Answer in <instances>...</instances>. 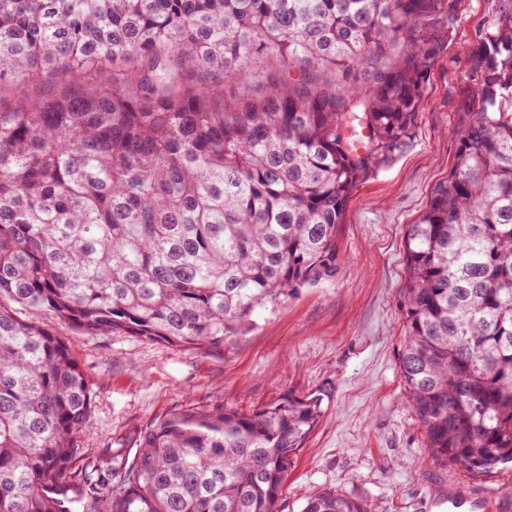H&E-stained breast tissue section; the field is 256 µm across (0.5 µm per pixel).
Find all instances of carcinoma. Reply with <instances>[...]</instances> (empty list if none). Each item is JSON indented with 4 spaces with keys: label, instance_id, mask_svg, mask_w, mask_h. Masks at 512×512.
I'll return each instance as SVG.
<instances>
[{
    "label": "carcinoma",
    "instance_id": "1",
    "mask_svg": "<svg viewBox=\"0 0 512 512\" xmlns=\"http://www.w3.org/2000/svg\"><path fill=\"white\" fill-rule=\"evenodd\" d=\"M461 0H0V512H281L323 398L187 411L82 461L91 394L34 317L231 346L336 279L355 188L411 143ZM404 241L406 401L437 460L512 463V0ZM24 84L31 92L4 105ZM302 512H370L331 489Z\"/></svg>",
    "mask_w": 512,
    "mask_h": 512
}]
</instances>
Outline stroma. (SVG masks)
<instances>
[{
    "label": "stroma",
    "instance_id": "1",
    "mask_svg": "<svg viewBox=\"0 0 512 512\" xmlns=\"http://www.w3.org/2000/svg\"><path fill=\"white\" fill-rule=\"evenodd\" d=\"M498 0H461L456 38L432 66L409 148L361 183L338 228L334 281L257 315L234 347L197 350L128 335H88L53 312L40 324L58 335L91 392L82 458L186 410L250 411L288 393L323 394L325 416L285 484L284 512L332 489L372 512H445L443 491H482L512 512V468L475 473L433 459L407 406L399 367L404 235L452 165L460 80Z\"/></svg>",
    "mask_w": 512,
    "mask_h": 512
}]
</instances>
